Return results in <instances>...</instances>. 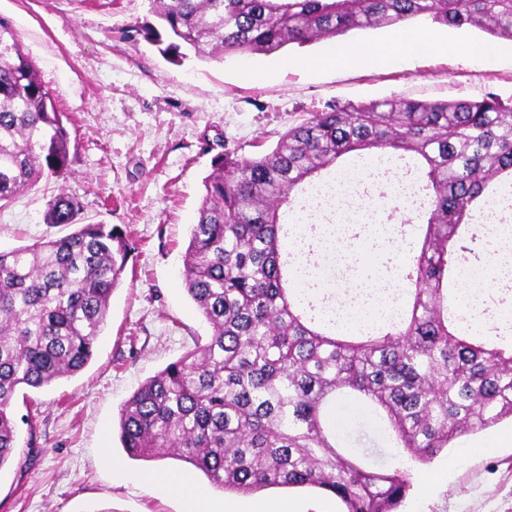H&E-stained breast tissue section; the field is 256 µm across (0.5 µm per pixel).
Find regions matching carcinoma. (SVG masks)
Wrapping results in <instances>:
<instances>
[{"label":"carcinoma","mask_w":512,"mask_h":512,"mask_svg":"<svg viewBox=\"0 0 512 512\" xmlns=\"http://www.w3.org/2000/svg\"><path fill=\"white\" fill-rule=\"evenodd\" d=\"M144 38L174 63L269 55L351 30L429 18L512 39V0H150ZM416 159L427 201L387 331L342 333L289 287L288 229L300 185L346 155ZM71 142L12 25L0 18V203L46 175L66 179ZM183 259L187 293L212 329L121 406L134 459L175 458L224 491L313 488L341 512H396L412 467L466 433L512 419V336L470 328L455 286L479 256L477 214L512 187V104L390 98L329 104L253 158L213 161ZM60 194L47 223L75 230L0 250V469L14 457L13 401L72 376L94 356L129 234L81 224ZM343 396L371 408L405 465L372 468L345 451L326 413Z\"/></svg>","instance_id":"1"}]
</instances>
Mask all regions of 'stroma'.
Instances as JSON below:
<instances>
[{"label": "stroma", "mask_w": 512, "mask_h": 512, "mask_svg": "<svg viewBox=\"0 0 512 512\" xmlns=\"http://www.w3.org/2000/svg\"><path fill=\"white\" fill-rule=\"evenodd\" d=\"M0 18L18 33L73 143L64 181L41 180L0 207V249L68 234V227L46 221L48 204L61 191L82 202L81 223L121 228L133 243L91 362L51 386L16 394L21 425L16 461L0 469V512H189L181 493L155 485L157 475L208 491L211 512H222L228 501L240 512H255L282 500L299 512H339L335 498L311 489L225 492L188 463L130 458L118 437L119 408L210 334L185 289L182 260L203 179L223 149L242 158L269 151L288 127L332 101H457L489 92L512 101V40L422 18L415 27L495 46L500 60L473 65L440 51L402 65L392 59L394 30L386 27L269 55L175 65L137 32L154 19L149 0H0ZM338 45L352 61L320 71L302 66V59ZM366 46L379 47L382 61L355 62ZM372 209L365 203L347 223L351 269L372 284L373 311L379 297L401 284L399 243L417 240L418 233L408 224L400 235L366 234ZM28 414L35 428L24 425ZM333 421L349 435L354 453L379 466L393 464L385 429L368 409L340 401ZM459 442L485 449L459 461L455 449L446 448L415 467L400 512H512V422Z\"/></svg>", "instance_id": "1"}]
</instances>
